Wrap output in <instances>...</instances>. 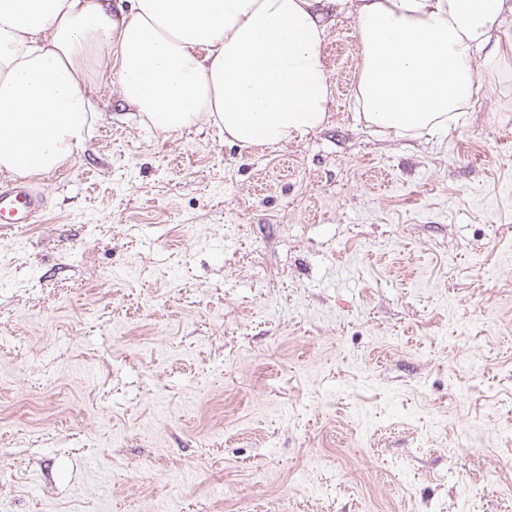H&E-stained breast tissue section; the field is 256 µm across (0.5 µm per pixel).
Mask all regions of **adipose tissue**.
Masks as SVG:
<instances>
[{
	"label": "adipose tissue",
	"instance_id": "adipose-tissue-1",
	"mask_svg": "<svg viewBox=\"0 0 512 512\" xmlns=\"http://www.w3.org/2000/svg\"><path fill=\"white\" fill-rule=\"evenodd\" d=\"M0 0V175L48 172L85 140L88 61L110 49L142 123L207 117L249 148L321 127L333 91L328 18L354 13L364 121L399 136L445 132L471 106L512 0Z\"/></svg>",
	"mask_w": 512,
	"mask_h": 512
}]
</instances>
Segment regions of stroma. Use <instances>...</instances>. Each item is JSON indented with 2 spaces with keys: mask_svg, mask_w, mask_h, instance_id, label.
Segmentation results:
<instances>
[{
  "mask_svg": "<svg viewBox=\"0 0 512 512\" xmlns=\"http://www.w3.org/2000/svg\"><path fill=\"white\" fill-rule=\"evenodd\" d=\"M455 129L251 150L98 117L0 227V512H512V21Z\"/></svg>",
  "mask_w": 512,
  "mask_h": 512,
  "instance_id": "35a3bbf8",
  "label": "stroma"
}]
</instances>
